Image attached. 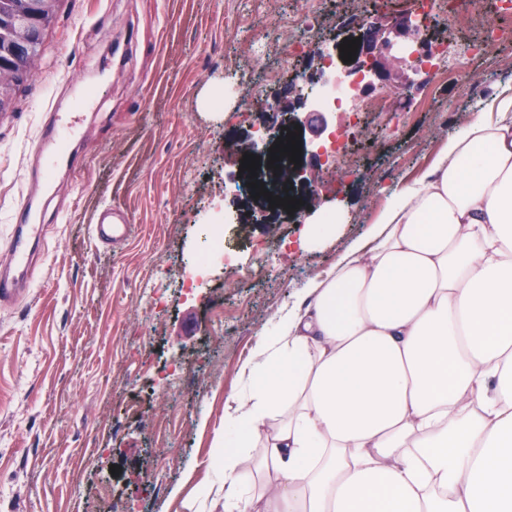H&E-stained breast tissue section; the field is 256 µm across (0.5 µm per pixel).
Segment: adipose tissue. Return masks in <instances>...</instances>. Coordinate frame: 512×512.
<instances>
[{"instance_id":"ef3b65f1","label":"adipose tissue","mask_w":512,"mask_h":512,"mask_svg":"<svg viewBox=\"0 0 512 512\" xmlns=\"http://www.w3.org/2000/svg\"><path fill=\"white\" fill-rule=\"evenodd\" d=\"M224 398V512H512V81L396 184Z\"/></svg>"}]
</instances>
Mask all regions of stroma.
<instances>
[{
    "mask_svg": "<svg viewBox=\"0 0 512 512\" xmlns=\"http://www.w3.org/2000/svg\"><path fill=\"white\" fill-rule=\"evenodd\" d=\"M310 7L312 28L289 29ZM467 7L440 0L425 34L447 45L449 63L466 60L476 94L409 68L398 42L389 67L413 97L365 113L331 178L312 169L344 222L310 243L300 212L258 224V202L224 196L241 164L232 148L266 110L259 80L300 85L315 49L338 57L360 22L409 18V0H61L37 69L0 112V243L29 195L48 226L28 294L0 307V512H191L185 477L211 478L224 395L243 388L241 369L276 314L366 236L385 188L418 177L512 80L511 39L467 55L487 21L512 29V0L456 23ZM80 79L99 93L74 143L84 163L57 170L48 190L30 177L39 133ZM102 207L126 215L121 245L92 239ZM226 210L238 221L225 225V245L253 274L236 276L216 255L198 280L202 235Z\"/></svg>",
    "mask_w": 512,
    "mask_h": 512,
    "instance_id": "35a3bbf8",
    "label": "stroma"
}]
</instances>
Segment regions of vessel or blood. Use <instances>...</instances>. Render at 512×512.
Returning <instances> with one entry per match:
<instances>
[{"label":"vessel or blood","instance_id":"vessel-or-blood-1","mask_svg":"<svg viewBox=\"0 0 512 512\" xmlns=\"http://www.w3.org/2000/svg\"><path fill=\"white\" fill-rule=\"evenodd\" d=\"M92 89L84 88L75 95L68 111L55 113L42 130L37 154L39 167L35 176L50 183L54 172L63 166L76 167L78 158L66 152V143L79 135L80 115L95 103ZM20 222L14 225L8 240L0 245V304H12L23 298L32 281L35 258L45 237L46 227L36 218V200L28 198L19 212ZM125 218L111 217L109 209H102L96 224L91 227L93 237L100 243H117L127 236Z\"/></svg>","mask_w":512,"mask_h":512}]
</instances>
